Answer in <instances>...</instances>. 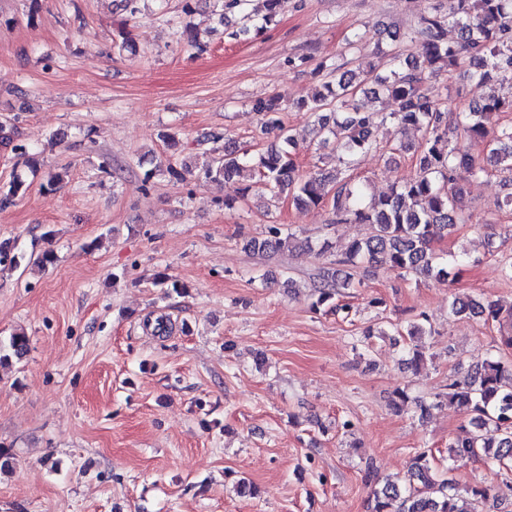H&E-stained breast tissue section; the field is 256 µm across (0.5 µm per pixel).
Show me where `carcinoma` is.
<instances>
[{
	"mask_svg": "<svg viewBox=\"0 0 512 512\" xmlns=\"http://www.w3.org/2000/svg\"><path fill=\"white\" fill-rule=\"evenodd\" d=\"M250 0H222L218 23L237 39L251 32H264L276 19L281 0H264L265 13L254 17L248 12ZM455 37L448 38V32ZM392 41L409 44V49L390 50L387 69L380 73L373 62L346 69L342 64H319L314 69L318 89L296 106L309 114L318 138L317 146H332L336 166L302 176L288 152L295 139L294 129L279 118L280 97L254 103L253 110L263 116L264 131L276 132L280 145L254 151L235 142L216 144L224 139L212 133L206 142L210 149L208 163L194 171L186 164L166 159L145 173L149 181L162 172L169 178L223 181L235 185L234 194L224 197V208L231 210L245 197L250 185L244 173L255 172L270 190L284 195L298 207H329L332 223L355 222L369 226V233L353 241L335 258L325 241L317 255L323 261L310 274L313 301L311 308L324 307L336 312L346 307L335 303L336 296L363 284L372 269L386 266L402 276L453 284L460 275L458 258L435 252L432 242L462 224L464 185L455 173L464 170L472 179L491 172L503 175L507 192L497 202L498 208L512 209V124H494L499 112H512V99L489 96L484 102L459 112L456 122L448 123V107L424 91L428 78L442 73L462 71L484 80L495 74L512 81V0H448L447 12L421 18L403 34L395 31ZM372 93L376 98L397 105L392 112H362L353 102L356 93ZM391 121L401 128L423 131L416 145L401 144L392 153L409 152L415 173L390 192L367 195L363 185L348 174L355 158L378 149L379 128ZM29 184L15 173L8 186L0 188V206L23 196ZM305 246L280 225H266L263 235L251 237L247 246L257 254L278 253ZM157 285L165 293L182 294L185 285L167 273L158 276ZM454 316L475 314L486 323H499L501 308L485 299L452 300ZM408 335L416 339L410 363L424 358L420 323L409 325ZM29 339L23 333L0 337V367L20 360L28 351ZM444 396L470 416L473 430L449 444L448 459L481 458L512 471V363L488 356L476 363L460 379L447 385ZM491 489L473 487L470 497L459 495L453 480L435 467V456L421 450L413 457L405 480H385L373 491L371 512H477Z\"/></svg>",
	"mask_w": 512,
	"mask_h": 512,
	"instance_id": "1",
	"label": "carcinoma"
}]
</instances>
